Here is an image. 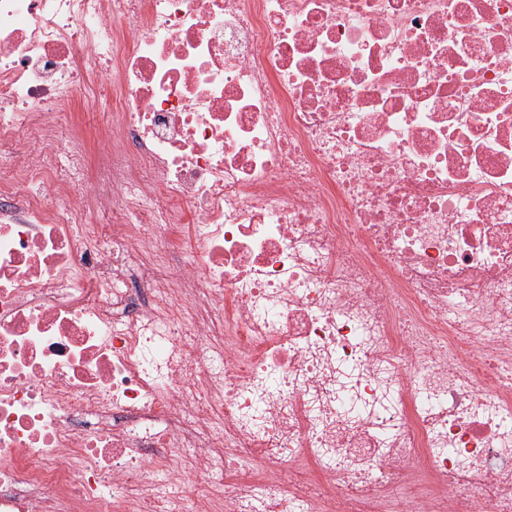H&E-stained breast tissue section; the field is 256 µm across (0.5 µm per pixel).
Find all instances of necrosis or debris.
<instances>
[{"mask_svg": "<svg viewBox=\"0 0 512 512\" xmlns=\"http://www.w3.org/2000/svg\"><path fill=\"white\" fill-rule=\"evenodd\" d=\"M0 512H512V0H0ZM79 112L89 127H100L108 122L107 87L102 78L92 79L83 88Z\"/></svg>", "mask_w": 512, "mask_h": 512, "instance_id": "necrosis-or-debris-1", "label": "necrosis or debris"}]
</instances>
